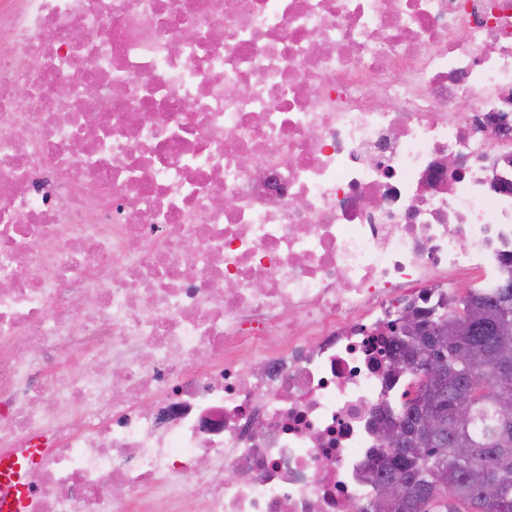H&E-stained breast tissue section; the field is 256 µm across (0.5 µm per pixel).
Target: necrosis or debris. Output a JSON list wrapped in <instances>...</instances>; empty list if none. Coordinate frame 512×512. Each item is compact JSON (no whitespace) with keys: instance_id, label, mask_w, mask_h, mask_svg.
Wrapping results in <instances>:
<instances>
[{"instance_id":"necrosis-or-debris-1","label":"necrosis or debris","mask_w":512,"mask_h":512,"mask_svg":"<svg viewBox=\"0 0 512 512\" xmlns=\"http://www.w3.org/2000/svg\"><path fill=\"white\" fill-rule=\"evenodd\" d=\"M499 126L512 0H0V454L40 449L37 512H369L392 324L512 274Z\"/></svg>"}]
</instances>
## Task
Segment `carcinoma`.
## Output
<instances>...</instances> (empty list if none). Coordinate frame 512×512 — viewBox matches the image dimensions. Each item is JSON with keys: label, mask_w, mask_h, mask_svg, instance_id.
I'll return each instance as SVG.
<instances>
[{"label": "carcinoma", "mask_w": 512, "mask_h": 512, "mask_svg": "<svg viewBox=\"0 0 512 512\" xmlns=\"http://www.w3.org/2000/svg\"><path fill=\"white\" fill-rule=\"evenodd\" d=\"M427 328L422 335L393 338L391 371L404 373L434 359L443 377L426 381L414 375L401 396L395 420L409 435V446L381 448L370 462L378 498L374 512H512V421H505L497 395L512 394V279L488 291L470 289L449 303L417 310ZM472 357L490 366L488 377L476 382L463 359ZM434 392L442 397L443 435L431 442L414 434L418 406L411 396ZM448 471V484L437 481ZM486 469L497 477V495L488 499L471 480L472 470ZM403 483L400 501L385 497L384 486Z\"/></svg>", "instance_id": "obj_1"}]
</instances>
